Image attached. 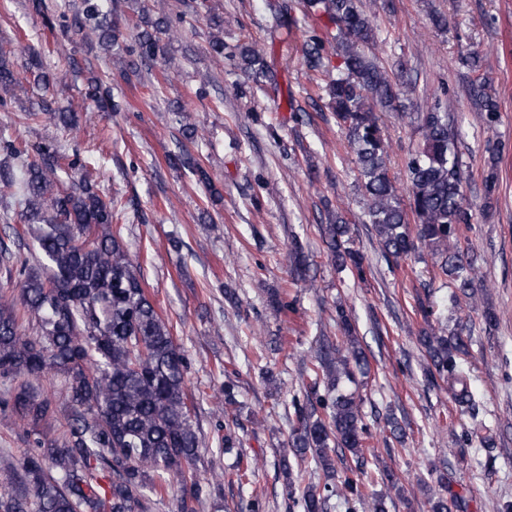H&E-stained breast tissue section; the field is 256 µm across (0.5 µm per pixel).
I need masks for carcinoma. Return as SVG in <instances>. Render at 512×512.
<instances>
[{
  "mask_svg": "<svg viewBox=\"0 0 512 512\" xmlns=\"http://www.w3.org/2000/svg\"><path fill=\"white\" fill-rule=\"evenodd\" d=\"M135 5L136 33L126 46L128 69L168 57L164 36L178 32L184 14L173 13L165 0H131ZM73 48L88 42L105 53L120 38L118 0H82L72 12L59 3L48 10L45 0H29ZM307 12L326 18L334 28L330 47L340 59L336 75L327 84L329 106L354 150L366 213L373 224L387 262L426 248L436 258L439 275L456 293L474 288L478 256L460 253L459 238L470 225L462 204V162L457 129L448 112L435 104L420 114L419 141L406 163L410 210L402 206L389 168V144L378 113L387 111L401 92L390 73L365 52L374 40L370 16L363 0H305ZM213 33L208 53L224 60V16L209 15ZM325 46L312 42L308 65L324 67ZM22 68L33 85L55 100L70 90L72 61L46 70L42 54L20 45ZM241 69L276 82L261 51L243 46L238 51ZM19 77L14 63L0 55V110L10 111ZM87 112H119L112 80L93 76L83 93ZM477 109L487 126L498 120L496 102L473 89ZM42 112L69 130L79 129L77 111L51 107L43 99L24 112L34 121ZM491 172L487 189L493 191L501 147L488 142ZM0 154L20 163V173L0 171V182L11 189L20 208L24 235L39 254L32 265L0 244V269L17 275L18 293L0 291V377L15 382L10 397L0 406L10 409L26 433L33 437L29 449L13 471L14 482L0 487V512H152L173 481L182 485L177 512H203L214 490L225 481L242 485L250 481L256 460L243 451L235 384L224 381V439L220 451L235 458L229 472L202 479L193 470L202 440L191 419V398L186 388L187 361L171 327L156 309L120 233L118 202L104 194L91 177L83 176L71 187L73 174L86 166L76 151L67 165L59 163L52 141L30 156L18 139L0 136ZM168 164L181 167L205 185L210 178L199 160L186 152L171 153ZM413 219H408V215ZM330 260L357 279L366 276L368 263L349 237L344 217L321 226ZM307 261L293 251L290 276L296 284L306 280ZM345 340L322 337L309 360L301 386L291 397L293 419L287 444L278 462L287 475L286 491L298 512H328L335 496L343 498L347 512H388L391 490L396 488L385 468L370 473L365 450L373 439L365 422L362 400L345 384L366 373L364 347L354 334L343 307L336 308ZM36 322L35 334L25 324ZM419 343L430 361V377L448 383V391L461 408L475 410L476 401L459 363L468 344L463 337L435 328L422 331ZM60 377L63 388L55 395L35 382ZM62 406L70 408L67 429L60 440H45L41 427L54 419ZM354 463L350 474L335 481L336 453ZM322 472L320 484L292 477L291 460ZM381 483L386 491L370 486Z\"/></svg>",
  "mask_w": 512,
  "mask_h": 512,
  "instance_id": "cac0c4a2",
  "label": "carcinoma"
}]
</instances>
